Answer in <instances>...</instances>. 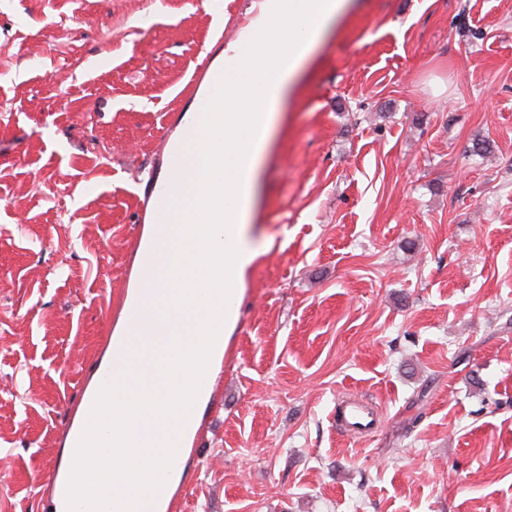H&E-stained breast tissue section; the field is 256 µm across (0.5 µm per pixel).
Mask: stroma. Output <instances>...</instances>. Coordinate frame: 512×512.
I'll list each match as a JSON object with an SVG mask.
<instances>
[{"instance_id": "stroma-1", "label": "stroma", "mask_w": 512, "mask_h": 512, "mask_svg": "<svg viewBox=\"0 0 512 512\" xmlns=\"http://www.w3.org/2000/svg\"><path fill=\"white\" fill-rule=\"evenodd\" d=\"M250 2L0 0V512H48L164 146ZM284 112L172 512H512V0H350ZM378 414L367 403L353 401L344 413V423L348 431L369 434L377 427Z\"/></svg>"}]
</instances>
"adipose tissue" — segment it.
Instances as JSON below:
<instances>
[{
  "label": "adipose tissue",
  "mask_w": 512,
  "mask_h": 512,
  "mask_svg": "<svg viewBox=\"0 0 512 512\" xmlns=\"http://www.w3.org/2000/svg\"><path fill=\"white\" fill-rule=\"evenodd\" d=\"M346 6L347 0H252L239 37L218 57L223 86L201 89L181 117L169 148L183 174L178 218L148 225L136 256L137 284L126 297L154 316L139 328L124 319L115 326L114 336L126 338L129 349L112 356L111 393L82 408L98 432L67 440V476L53 493V512H140L152 494L155 512H168L210 401V388L198 378L219 372L249 276L270 245L254 215L284 102ZM186 343L197 353L176 384L169 367ZM129 362L139 365L138 374L127 373ZM89 456L110 462V481L83 466Z\"/></svg>",
  "instance_id": "adipose-tissue-1"
}]
</instances>
